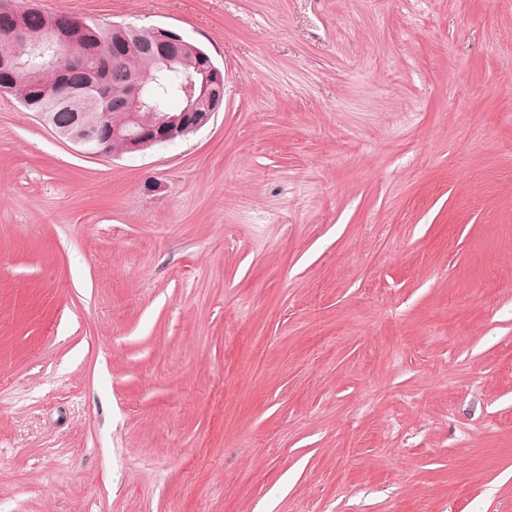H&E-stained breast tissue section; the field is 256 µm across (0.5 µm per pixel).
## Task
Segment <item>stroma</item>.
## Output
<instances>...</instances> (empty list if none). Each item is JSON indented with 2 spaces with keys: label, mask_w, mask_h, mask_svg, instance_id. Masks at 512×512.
Masks as SVG:
<instances>
[{
  "label": "stroma",
  "mask_w": 512,
  "mask_h": 512,
  "mask_svg": "<svg viewBox=\"0 0 512 512\" xmlns=\"http://www.w3.org/2000/svg\"><path fill=\"white\" fill-rule=\"evenodd\" d=\"M34 2L224 106L93 156L0 94V512H512V0Z\"/></svg>",
  "instance_id": "stroma-1"
}]
</instances>
